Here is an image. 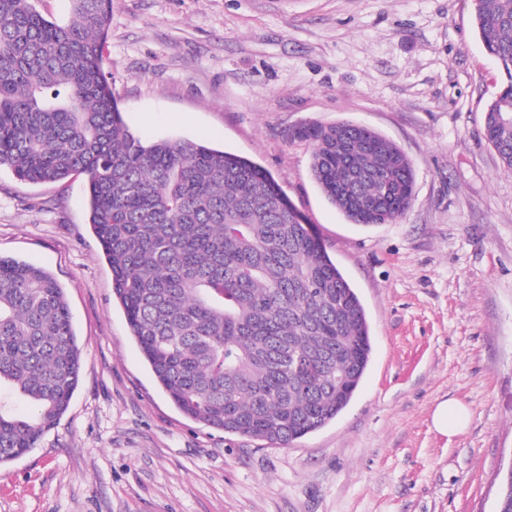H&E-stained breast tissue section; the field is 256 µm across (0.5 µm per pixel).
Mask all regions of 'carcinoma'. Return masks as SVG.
<instances>
[{
  "label": "carcinoma",
  "mask_w": 512,
  "mask_h": 512,
  "mask_svg": "<svg viewBox=\"0 0 512 512\" xmlns=\"http://www.w3.org/2000/svg\"><path fill=\"white\" fill-rule=\"evenodd\" d=\"M59 24L33 0H0V167L21 181H86L89 223L113 294L156 381L187 418L286 447L335 420L370 362L365 308L251 160L191 141L146 143L103 71L112 0H69ZM475 25L503 81L483 135L512 171V0H478ZM311 170L351 222L397 221L413 166L375 130L307 124ZM82 351L64 289L0 256V465L67 411ZM35 407L20 417L14 403ZM497 512H512V473Z\"/></svg>",
  "instance_id": "obj_1"
}]
</instances>
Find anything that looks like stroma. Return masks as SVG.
Instances as JSON below:
<instances>
[{
    "label": "stroma",
    "instance_id": "stroma-1",
    "mask_svg": "<svg viewBox=\"0 0 512 512\" xmlns=\"http://www.w3.org/2000/svg\"><path fill=\"white\" fill-rule=\"evenodd\" d=\"M104 71L142 141L268 171L359 295L373 352L349 406L285 447L212 430L158 385L112 290L83 178L0 169V255L64 288L82 348L68 410L0 466V512H496L512 468V172L482 135L500 87L473 0H112ZM353 121L415 171L396 222L351 223L305 124ZM468 423L444 436L436 404ZM465 407L455 400H443L435 407L431 420L436 432L448 436L460 432L466 422Z\"/></svg>",
    "mask_w": 512,
    "mask_h": 512
}]
</instances>
